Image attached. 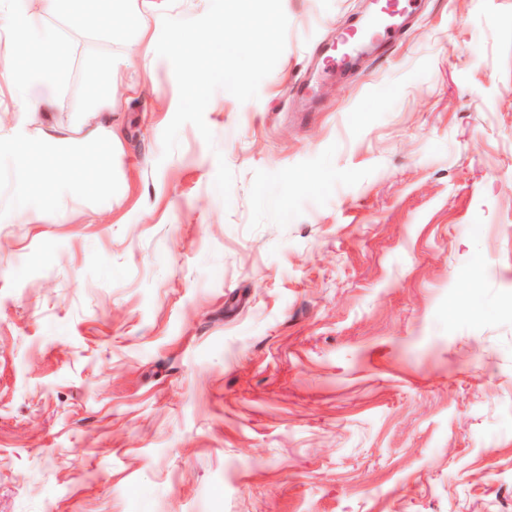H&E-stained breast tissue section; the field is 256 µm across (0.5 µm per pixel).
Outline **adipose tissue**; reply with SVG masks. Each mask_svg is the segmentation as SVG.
<instances>
[{"label": "adipose tissue", "mask_w": 512, "mask_h": 512, "mask_svg": "<svg viewBox=\"0 0 512 512\" xmlns=\"http://www.w3.org/2000/svg\"><path fill=\"white\" fill-rule=\"evenodd\" d=\"M61 15L75 29L112 32V0H30L22 10L0 12L9 46L0 52V76L19 102L24 121L0 128V148L13 154L26 191L52 201L62 181L99 194L112 190V63L92 60L89 105L76 128L48 121L67 76L68 54L57 34L41 26Z\"/></svg>", "instance_id": "ef3b65f1"}]
</instances>
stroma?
Listing matches in <instances>:
<instances>
[{
	"label": "stroma",
	"mask_w": 512,
	"mask_h": 512,
	"mask_svg": "<svg viewBox=\"0 0 512 512\" xmlns=\"http://www.w3.org/2000/svg\"><path fill=\"white\" fill-rule=\"evenodd\" d=\"M282 4L258 99L168 157L155 17L207 0L46 17L55 124L112 61V194L43 208L0 155V512H512V0H424L352 86L307 48L371 0Z\"/></svg>",
	"instance_id": "obj_1"
}]
</instances>
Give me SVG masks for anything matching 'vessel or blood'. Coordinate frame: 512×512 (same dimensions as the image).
Wrapping results in <instances>:
<instances>
[{
	"mask_svg": "<svg viewBox=\"0 0 512 512\" xmlns=\"http://www.w3.org/2000/svg\"><path fill=\"white\" fill-rule=\"evenodd\" d=\"M418 9V0H374L369 22L355 23L341 29L333 46L324 48L327 66L337 73L351 72L364 46L384 48L402 41L407 20Z\"/></svg>",
	"mask_w": 512,
	"mask_h": 512,
	"instance_id": "obj_1",
	"label": "vessel or blood"
}]
</instances>
